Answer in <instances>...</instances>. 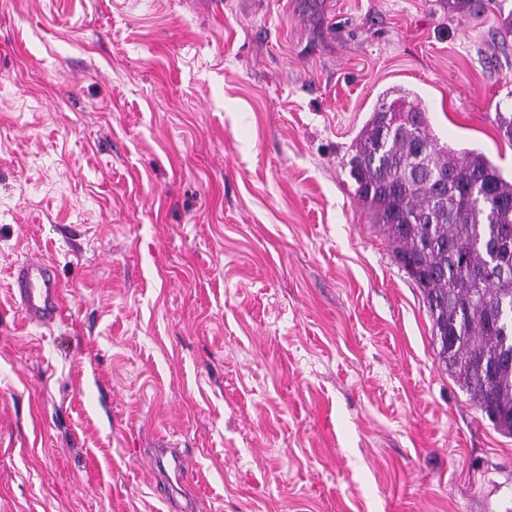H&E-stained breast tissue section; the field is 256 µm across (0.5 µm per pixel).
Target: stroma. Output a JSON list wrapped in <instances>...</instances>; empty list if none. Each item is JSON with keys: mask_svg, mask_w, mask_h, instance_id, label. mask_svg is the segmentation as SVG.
I'll return each instance as SVG.
<instances>
[{"mask_svg": "<svg viewBox=\"0 0 512 512\" xmlns=\"http://www.w3.org/2000/svg\"><path fill=\"white\" fill-rule=\"evenodd\" d=\"M448 0H0V512H512V436L353 196L380 95L512 175V35ZM51 264L42 326L10 285ZM156 453L153 457L154 463L159 472H167V468L173 470L185 483L193 482L194 470L189 456L180 444L171 440L163 439L156 444Z\"/></svg>", "mask_w": 512, "mask_h": 512, "instance_id": "obj_1", "label": "stroma"}]
</instances>
